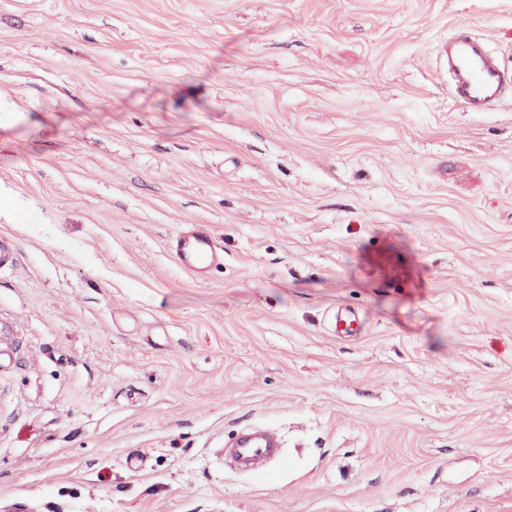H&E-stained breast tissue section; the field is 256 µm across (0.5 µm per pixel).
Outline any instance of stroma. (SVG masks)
I'll return each mask as SVG.
<instances>
[{
  "label": "stroma",
  "mask_w": 512,
  "mask_h": 512,
  "mask_svg": "<svg viewBox=\"0 0 512 512\" xmlns=\"http://www.w3.org/2000/svg\"><path fill=\"white\" fill-rule=\"evenodd\" d=\"M461 23L512 60V0H0V507L512 512V98L451 102ZM169 249L179 267L197 277L224 262V252L217 237L202 227L186 228L169 243Z\"/></svg>",
  "instance_id": "35a3bbf8"
}]
</instances>
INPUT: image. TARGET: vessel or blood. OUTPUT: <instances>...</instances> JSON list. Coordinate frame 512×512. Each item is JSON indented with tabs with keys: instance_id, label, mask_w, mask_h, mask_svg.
<instances>
[{
	"instance_id": "vessel-or-blood-1",
	"label": "vessel or blood",
	"mask_w": 512,
	"mask_h": 512,
	"mask_svg": "<svg viewBox=\"0 0 512 512\" xmlns=\"http://www.w3.org/2000/svg\"><path fill=\"white\" fill-rule=\"evenodd\" d=\"M439 56L448 76V97L470 112H488L512 97V67L467 24H459L444 40ZM169 248L186 273L202 276L222 264L224 252L208 229L191 226Z\"/></svg>"
}]
</instances>
